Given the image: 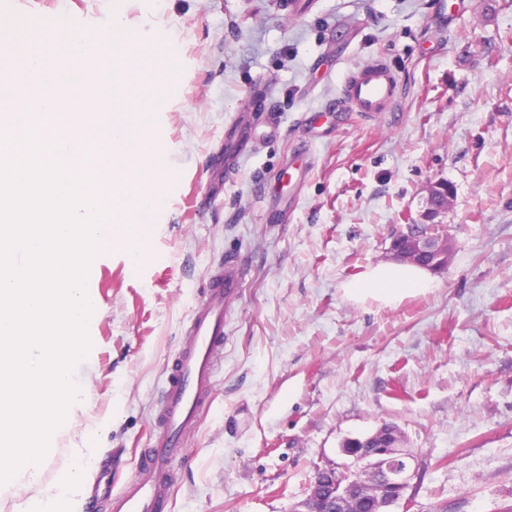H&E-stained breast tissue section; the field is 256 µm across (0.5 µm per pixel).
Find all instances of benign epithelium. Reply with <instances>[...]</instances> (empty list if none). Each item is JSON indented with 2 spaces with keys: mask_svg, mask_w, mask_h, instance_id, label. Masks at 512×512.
<instances>
[{
  "mask_svg": "<svg viewBox=\"0 0 512 512\" xmlns=\"http://www.w3.org/2000/svg\"><path fill=\"white\" fill-rule=\"evenodd\" d=\"M452 187L437 183L428 189V207L422 222H411L406 231L392 240L391 252L397 261L431 271L447 267L450 243L447 225L438 218L448 210ZM341 452L350 463L321 469L307 497L294 512H341L347 500L362 489L374 491L368 512H409L408 490L419 472L417 456L407 446L397 425H381L367 434L347 437Z\"/></svg>",
  "mask_w": 512,
  "mask_h": 512,
  "instance_id": "obj_1",
  "label": "benign epithelium"
}]
</instances>
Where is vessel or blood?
<instances>
[{
    "label": "vessel or blood",
    "instance_id": "1",
    "mask_svg": "<svg viewBox=\"0 0 512 512\" xmlns=\"http://www.w3.org/2000/svg\"><path fill=\"white\" fill-rule=\"evenodd\" d=\"M342 92L353 111L378 113L393 110L399 89L391 67L379 60L355 68ZM244 278L243 267L231 255L211 269L208 287L185 327L187 343L166 366L154 416L157 432L139 458L136 481L113 496V512H165L167 493L176 480L172 460L210 403L216 355L224 345L226 306Z\"/></svg>",
    "mask_w": 512,
    "mask_h": 512
}]
</instances>
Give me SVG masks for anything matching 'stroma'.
<instances>
[{"label": "stroma", "mask_w": 512, "mask_h": 512, "mask_svg": "<svg viewBox=\"0 0 512 512\" xmlns=\"http://www.w3.org/2000/svg\"><path fill=\"white\" fill-rule=\"evenodd\" d=\"M31 32L127 15L171 50L151 119L163 198L129 242L99 245L85 387L50 443L40 494L93 448L113 493L135 476L165 365L214 262L248 269L224 325L212 405L184 439L170 512H292L344 438L392 422L417 453L410 512L512 506V0H0ZM382 59L394 111L341 88ZM248 122L224 190L195 196ZM453 188V250L431 288L393 305L346 284L392 260L428 189ZM143 256L131 261L127 249Z\"/></svg>", "instance_id": "stroma-1"}]
</instances>
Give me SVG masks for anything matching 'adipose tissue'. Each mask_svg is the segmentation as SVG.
I'll return each instance as SVG.
<instances>
[{"instance_id": "ef3b65f1", "label": "adipose tissue", "mask_w": 512, "mask_h": 512, "mask_svg": "<svg viewBox=\"0 0 512 512\" xmlns=\"http://www.w3.org/2000/svg\"><path fill=\"white\" fill-rule=\"evenodd\" d=\"M429 285V277L423 268L408 264L377 265L368 269L361 278L348 283L345 293L357 302L371 298L384 304H394L405 295ZM73 455V465L59 476L44 498L20 503L15 512H80L82 489L96 455L91 448L74 449Z\"/></svg>"}]
</instances>
